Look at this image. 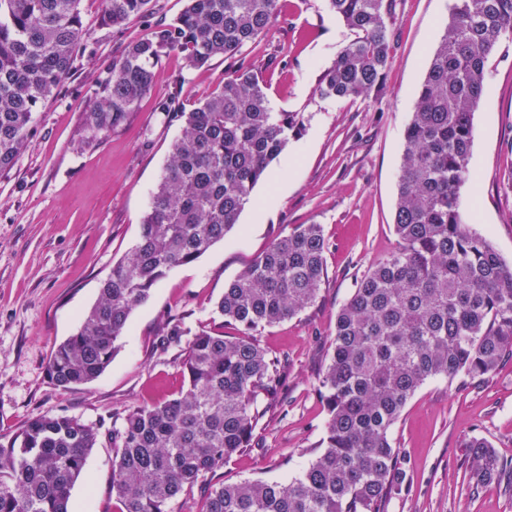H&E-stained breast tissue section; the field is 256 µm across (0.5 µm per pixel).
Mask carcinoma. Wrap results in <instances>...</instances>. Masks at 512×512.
Masks as SVG:
<instances>
[{
	"label": "carcinoma",
	"mask_w": 512,
	"mask_h": 512,
	"mask_svg": "<svg viewBox=\"0 0 512 512\" xmlns=\"http://www.w3.org/2000/svg\"><path fill=\"white\" fill-rule=\"evenodd\" d=\"M81 0H0V176L11 171L33 129V113L53 95L83 50ZM155 0H104L100 24L118 27L153 14ZM354 34L320 76L316 91L342 100L382 91L396 0H327ZM280 0H185L170 22L130 45L95 81V102L79 145L93 149L134 111L171 53L198 69L233 59L266 35ZM512 36V0H453L448 23L421 81L404 135L394 215L397 245L356 281L336 315L332 351L316 391L327 407L321 451L288 483L243 480L208 492L201 512H384L407 462L390 435L429 380L483 378L512 358V263L473 231L461 191L473 116L489 58ZM159 110L182 121L150 193L137 242L101 281L80 327L51 353L59 387L84 385L110 365L133 310L168 273L232 232L255 185L301 132L298 112H275L258 71L244 63L219 92L192 110L175 91ZM319 224L277 238L224 286L217 312L237 336L179 325L190 334L185 385L174 398L128 410L108 432L116 460L118 512H170L204 478L250 448L261 399L285 384L277 360L254 336L313 305L326 275ZM101 427L67 415H38L0 443V512H71L74 483ZM469 486L501 482L512 462L473 437L465 445Z\"/></svg>",
	"instance_id": "carcinoma-1"
}]
</instances>
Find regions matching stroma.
Masks as SVG:
<instances>
[{"label": "stroma", "instance_id": "obj_1", "mask_svg": "<svg viewBox=\"0 0 512 512\" xmlns=\"http://www.w3.org/2000/svg\"><path fill=\"white\" fill-rule=\"evenodd\" d=\"M282 15L240 58L259 67L275 111L298 112L291 139L268 179L253 189L238 227L198 259L178 267L133 311L106 371L91 383H50L53 348L76 332L99 284L134 246L149 195L181 124L158 112L179 90L183 110L216 92L228 66L214 58L191 69L174 53L157 68L153 89L98 147L75 142L94 103L100 72L146 37L150 21L100 24L102 0H81L85 50L35 114L33 134L14 168L0 177V442L34 416L63 414L120 427L125 410L173 398L182 389L185 346L162 348L166 323L235 335L215 310L224 285L278 236L318 224L329 242L327 276L317 303L262 329L259 344L286 362V384L249 453L228 459L218 483L287 481L314 457L327 408L315 386L331 352L336 314L355 283L396 245L393 231L404 132L429 54L453 0H397L385 90L380 96L324 100L315 89L351 35L326 0H282ZM470 168L462 190L472 228L512 261V38L493 53L474 114ZM489 441L512 459V361L481 381L427 382L408 401L391 433L407 461L406 485L386 512H512L496 486L471 493L464 444ZM115 450L101 439L71 491L74 512H105L112 501Z\"/></svg>", "mask_w": 512, "mask_h": 512}]
</instances>
